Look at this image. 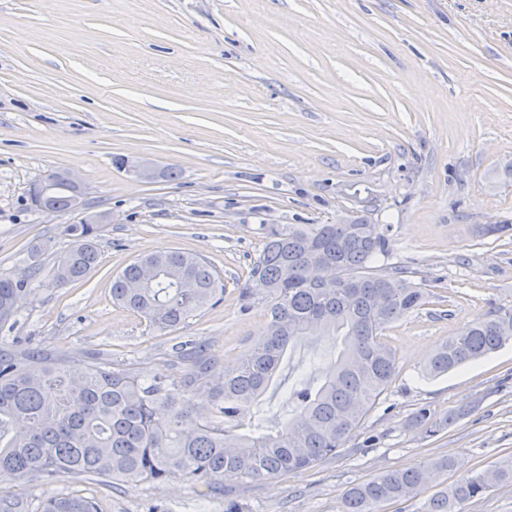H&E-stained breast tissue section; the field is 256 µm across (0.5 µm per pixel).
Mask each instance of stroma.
<instances>
[{"label":"stroma","instance_id":"stroma-1","mask_svg":"<svg viewBox=\"0 0 512 512\" xmlns=\"http://www.w3.org/2000/svg\"><path fill=\"white\" fill-rule=\"evenodd\" d=\"M174 166L139 179L114 157ZM512 0H0V275L50 241L0 353L79 362L97 354L145 377L177 376L180 343L232 369L267 320L261 289L241 296L268 224L387 225L388 266L428 299L386 331L397 375L345 448L314 468L237 489L241 512H342L350 485L444 455L452 483L512 452V346L433 377L436 346L464 323L512 309ZM77 172L81 210H35L34 181ZM108 212L99 263L54 281L67 225ZM495 224L510 225L502 236ZM205 257L224 298L159 333L112 301L136 257ZM330 337L301 339L271 399L288 409ZM421 405L455 415L427 435ZM99 512H224L185 481L0 479V499L38 512L55 495Z\"/></svg>","mask_w":512,"mask_h":512}]
</instances>
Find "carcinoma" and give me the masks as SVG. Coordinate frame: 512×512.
<instances>
[{
    "instance_id": "obj_1",
    "label": "carcinoma",
    "mask_w": 512,
    "mask_h": 512,
    "mask_svg": "<svg viewBox=\"0 0 512 512\" xmlns=\"http://www.w3.org/2000/svg\"><path fill=\"white\" fill-rule=\"evenodd\" d=\"M51 214L70 211L58 192ZM98 226L87 216L66 226L72 244L54 269L60 287L83 282L97 267ZM389 238L379 224H276L250 270L261 282L269 320L256 348L232 373L217 372L203 350L182 348L189 362L178 378H144L122 364L95 359L69 366L25 351L0 358V477L53 479L106 476L124 482L184 480L205 490L224 488L225 512H237L233 491L257 481L310 469L336 455L396 377L395 352L384 331L423 305L424 288L402 268L382 267ZM27 274L0 275V327L16 319L39 270V245ZM314 262L333 269L331 284L309 279ZM224 295V283L202 256L180 251L142 255L112 280V300L145 319L149 329H175ZM331 336L338 352L292 389L288 415L269 428L249 424L276 385L283 361L299 338ZM512 343V310L467 322L437 348L428 374L438 376ZM205 392L208 415L195 403ZM415 424L438 433L437 421L419 407ZM454 466L441 457L387 470L342 493L343 512H377L388 502L438 488L426 512H459L466 501L512 486V453L492 468L452 485L441 478ZM41 512H98L82 495L51 497Z\"/></svg>"
}]
</instances>
